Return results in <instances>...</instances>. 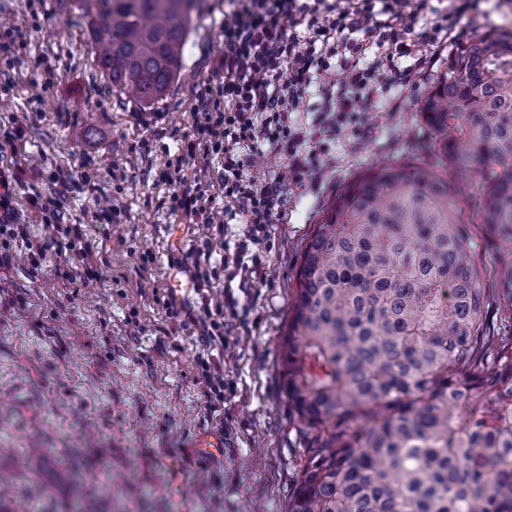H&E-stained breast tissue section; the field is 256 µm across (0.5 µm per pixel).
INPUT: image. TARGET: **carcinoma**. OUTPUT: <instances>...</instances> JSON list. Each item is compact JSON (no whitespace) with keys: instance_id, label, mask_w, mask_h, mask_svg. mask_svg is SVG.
Wrapping results in <instances>:
<instances>
[{"instance_id":"obj_1","label":"carcinoma","mask_w":512,"mask_h":512,"mask_svg":"<svg viewBox=\"0 0 512 512\" xmlns=\"http://www.w3.org/2000/svg\"><path fill=\"white\" fill-rule=\"evenodd\" d=\"M96 60L140 106L182 69L198 0H78ZM433 163L372 168L307 239L283 339L310 437L288 512H512V33L466 46L421 107ZM477 183L500 250L477 260L459 199Z\"/></svg>"}]
</instances>
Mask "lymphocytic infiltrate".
<instances>
[{"label": "lymphocytic infiltrate", "mask_w": 512, "mask_h": 512, "mask_svg": "<svg viewBox=\"0 0 512 512\" xmlns=\"http://www.w3.org/2000/svg\"><path fill=\"white\" fill-rule=\"evenodd\" d=\"M434 13L431 0H231L224 16V62L220 99L198 97L194 132L186 157L200 162L201 179L173 191V210L198 223L206 209L211 158L222 156L219 179L225 202L236 206L246 228L225 259L229 278L255 273L260 232L274 223L290 186L319 175L332 161L323 137L342 127L362 133L366 114L357 98L373 95L380 77L409 81L405 59L426 64L457 38L459 20L473 0H449ZM319 86L323 102L313 130L319 142L305 149L296 114L309 90ZM283 157L287 178L261 180L250 172L261 144Z\"/></svg>", "instance_id": "lymphocytic-infiltrate-1"}]
</instances>
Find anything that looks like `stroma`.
Here are the masks:
<instances>
[{
  "mask_svg": "<svg viewBox=\"0 0 512 512\" xmlns=\"http://www.w3.org/2000/svg\"><path fill=\"white\" fill-rule=\"evenodd\" d=\"M229 0H203L182 70L144 108L113 88L90 51L78 0H0V168L18 170L13 205L24 232L0 265V475L5 512H288L307 445L283 388L281 344L305 243L338 191L369 167L425 156L421 105L436 74L385 88L364 104L368 129L338 131L335 163L307 189L290 188L267 225L262 270L224 286V245L243 229L172 211L181 153L199 94L217 90ZM467 41L512 32V0H478L461 21ZM60 201L56 227L30 206ZM84 225L98 278L72 280L63 226ZM42 250L40 265L31 253ZM209 276L193 288L194 258ZM186 287L174 292L168 275ZM222 340L204 345L210 312ZM208 352L224 392L205 397L198 355ZM218 434L224 445L202 448Z\"/></svg>",
  "mask_w": 512,
  "mask_h": 512,
  "instance_id": "obj_1",
  "label": "stroma"
}]
</instances>
